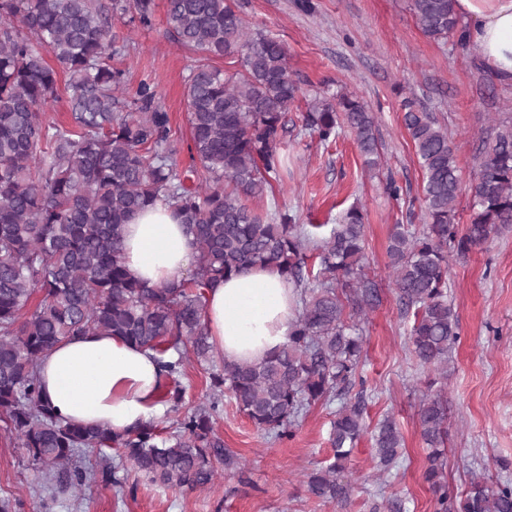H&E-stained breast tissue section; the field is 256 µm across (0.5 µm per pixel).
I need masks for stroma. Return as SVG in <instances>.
<instances>
[{"mask_svg":"<svg viewBox=\"0 0 512 512\" xmlns=\"http://www.w3.org/2000/svg\"><path fill=\"white\" fill-rule=\"evenodd\" d=\"M251 27L285 43L291 71L302 80L288 111L280 151L288 167L281 181L250 205L276 217L286 213L304 225L313 240L328 237L343 213L360 207L365 216L368 263L381 285L379 301L362 327L365 355L349 389L362 396L365 423L374 427L393 416L403 436L402 459L381 473L369 438L354 449L346 477L353 490L347 502L324 503L307 495L305 479L332 454L328 441L335 404H318L300 420L293 438L267 437L240 412L232 398L216 423L224 445L238 454L240 469L218 472L205 489L181 492L130 475L128 490L104 485L69 490L47 498L44 479L15 440L0 437V500L13 512H433L423 481L426 450L417 422L419 396L430 376L409 346L412 314L403 311L389 278L387 246L395 225L420 228L422 174L403 123L401 103L417 99L448 130L463 183H470L479 150L500 125L512 124V84L498 79L478 50L456 38L436 41L415 23L409 0H236ZM166 0H155L150 29L115 22L128 42L119 65L127 94L150 83L166 112L181 165H188L190 131L185 84L195 53L167 32ZM351 92L375 117L382 163L367 170L354 136L342 131L324 145L304 125L314 99ZM396 182L399 197L386 185ZM448 301L459 321L444 393L448 398L447 476L457 492L473 473L488 486L512 481V226L466 257L449 260ZM178 410H165L157 424L169 431L178 413L194 410L208 397L209 372L187 365Z\"/></svg>","mask_w":512,"mask_h":512,"instance_id":"stroma-1","label":"stroma"}]
</instances>
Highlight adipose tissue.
<instances>
[{
	"instance_id": "ef3b65f1",
	"label": "adipose tissue",
	"mask_w": 512,
	"mask_h": 512,
	"mask_svg": "<svg viewBox=\"0 0 512 512\" xmlns=\"http://www.w3.org/2000/svg\"><path fill=\"white\" fill-rule=\"evenodd\" d=\"M468 21L463 35L489 68L512 83V0H454ZM196 257L192 236L164 202L136 213L124 228L123 258L132 277L155 288L183 279ZM297 297L287 280L253 266L209 290L205 319L215 357L253 364L287 342ZM41 389L66 423L122 433L161 415L165 382L151 352L124 338L86 334L56 345L39 366Z\"/></svg>"
}]
</instances>
